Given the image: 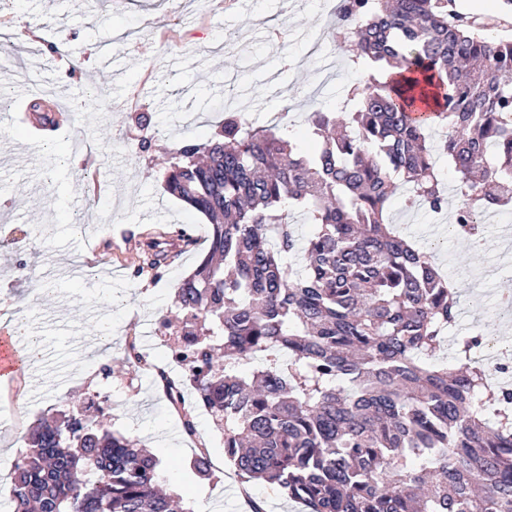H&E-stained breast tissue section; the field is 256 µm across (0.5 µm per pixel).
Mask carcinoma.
I'll return each instance as SVG.
<instances>
[{
    "instance_id": "1",
    "label": "carcinoma",
    "mask_w": 512,
    "mask_h": 512,
    "mask_svg": "<svg viewBox=\"0 0 512 512\" xmlns=\"http://www.w3.org/2000/svg\"><path fill=\"white\" fill-rule=\"evenodd\" d=\"M452 0H341L331 26L357 73L338 112L254 128L224 110L207 142L180 147L164 190L204 215L210 248L176 288L171 355L197 407L224 435L245 482L278 487L304 512H512V387H488L456 340L459 285L435 249L396 230L388 209L448 211L432 149L448 156V229L482 240L487 208L512 201V39ZM56 125L43 99L30 104ZM310 234L299 235L296 217ZM172 259L148 240L134 269ZM202 478L210 458L191 460ZM13 512H177L159 461L97 420L38 423L14 466Z\"/></svg>"
}]
</instances>
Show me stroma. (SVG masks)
I'll return each instance as SVG.
<instances>
[{
    "label": "stroma",
    "instance_id": "35a3bbf8",
    "mask_svg": "<svg viewBox=\"0 0 512 512\" xmlns=\"http://www.w3.org/2000/svg\"><path fill=\"white\" fill-rule=\"evenodd\" d=\"M322 0H6L0 41L15 55L0 69L9 126L0 125V225L25 234L24 248L0 244V330L25 323L42 357L19 367L0 404L12 419L0 431V512H12L11 477L38 420L78 414L100 383L111 398L105 422L157 456L169 493L183 507L242 512L251 489L265 512H303L263 482L243 485L224 459L209 415L197 414L196 437L161 383L127 363L129 339L165 360L163 316L174 294L209 248L206 218L165 192L158 172L170 153L205 141L225 108L243 110L257 126L290 123L307 145L305 117L339 109L355 77L344 63L326 69L307 45L327 24ZM84 60L69 72V58ZM64 100L55 128L36 124L30 95ZM152 116L149 151L138 148L136 113ZM393 221L409 238L436 243L437 262L462 283L460 312L436 362H452L457 336L480 331L512 349V328L498 316L500 295L512 291V205L495 211L476 250L448 231L447 215L409 211L391 199ZM194 238L184 246L177 237ZM164 234L173 261L160 272L133 276L149 236ZM207 447L210 478L190 467Z\"/></svg>",
    "mask_w": 512,
    "mask_h": 512
}]
</instances>
